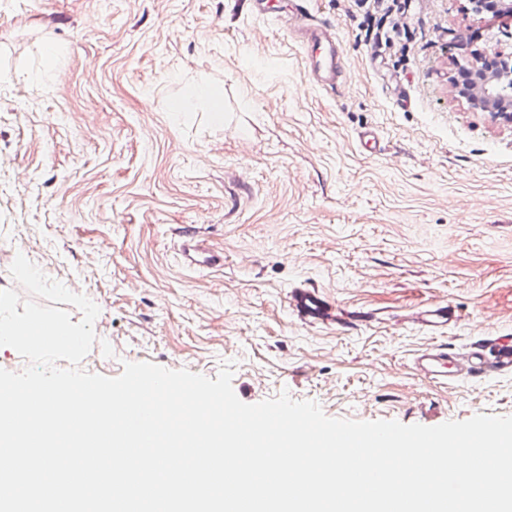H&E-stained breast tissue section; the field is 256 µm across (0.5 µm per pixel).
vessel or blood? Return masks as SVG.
Segmentation results:
<instances>
[{"instance_id": "b4317fda", "label": "vessel or blood", "mask_w": 512, "mask_h": 512, "mask_svg": "<svg viewBox=\"0 0 512 512\" xmlns=\"http://www.w3.org/2000/svg\"><path fill=\"white\" fill-rule=\"evenodd\" d=\"M288 11L300 18L297 37L304 48L309 71L317 84L335 89L345 71L344 49L326 24L314 16L308 0H290ZM181 256L191 265L217 267L223 265L222 256L205 247L203 241L190 233H183ZM288 308L299 321L309 324L351 326L352 313L326 299L319 288L303 283L292 288L288 295ZM419 325L437 332L457 323L458 317L448 305H432L417 314ZM455 355L445 346H436L419 353L414 365L420 374L438 383H451L457 376L453 370ZM470 361L466 378L477 380L487 373L512 375V339L502 336H486L474 342L468 352Z\"/></svg>"}]
</instances>
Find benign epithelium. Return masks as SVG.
Returning <instances> with one entry per match:
<instances>
[{"label":"benign epithelium","mask_w":512,"mask_h":512,"mask_svg":"<svg viewBox=\"0 0 512 512\" xmlns=\"http://www.w3.org/2000/svg\"><path fill=\"white\" fill-rule=\"evenodd\" d=\"M468 2L476 13L512 19V11L504 13L498 10L499 0ZM459 67L456 89L472 108L495 115L512 114V53L476 51L459 63Z\"/></svg>","instance_id":"benign-epithelium-1"}]
</instances>
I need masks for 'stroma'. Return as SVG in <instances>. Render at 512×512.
<instances>
[{
	"label": "stroma",
	"instance_id": "stroma-1",
	"mask_svg": "<svg viewBox=\"0 0 512 512\" xmlns=\"http://www.w3.org/2000/svg\"><path fill=\"white\" fill-rule=\"evenodd\" d=\"M311 7L350 86L318 87L287 18L239 0H0V289L21 254L95 302L91 373L213 378L228 361L248 404L285 391L331 418L425 426L512 415V377L442 385L412 364L438 344L465 357L484 327L512 336V119L454 85L471 51L512 52V24L413 0L389 55L357 38L354 0ZM197 83L223 122L187 96ZM180 227L223 265H185ZM303 282L372 322H297ZM439 302L460 323L414 324Z\"/></svg>",
	"mask_w": 512,
	"mask_h": 512
}]
</instances>
